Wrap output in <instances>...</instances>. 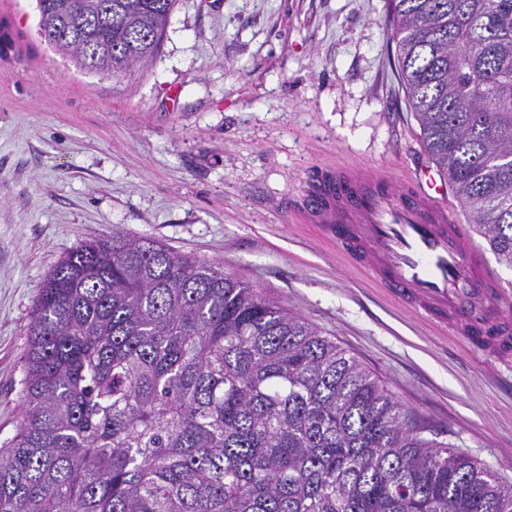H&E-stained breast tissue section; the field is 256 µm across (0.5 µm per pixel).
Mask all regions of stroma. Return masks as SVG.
<instances>
[{"instance_id":"obj_1","label":"stroma","mask_w":512,"mask_h":512,"mask_svg":"<svg viewBox=\"0 0 512 512\" xmlns=\"http://www.w3.org/2000/svg\"><path fill=\"white\" fill-rule=\"evenodd\" d=\"M0 22L14 39L0 55V446L46 275L118 234L250 283L512 484V357L403 305L290 218L318 166L433 163L387 0H177L157 52L117 76L48 45L36 0H0Z\"/></svg>"}]
</instances>
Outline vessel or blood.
Instances as JSON below:
<instances>
[{
    "mask_svg": "<svg viewBox=\"0 0 512 512\" xmlns=\"http://www.w3.org/2000/svg\"><path fill=\"white\" fill-rule=\"evenodd\" d=\"M431 169L400 179L349 163L315 169L293 210L404 303L495 355L512 352V302Z\"/></svg>",
    "mask_w": 512,
    "mask_h": 512,
    "instance_id": "b4317fda",
    "label": "vessel or blood"
}]
</instances>
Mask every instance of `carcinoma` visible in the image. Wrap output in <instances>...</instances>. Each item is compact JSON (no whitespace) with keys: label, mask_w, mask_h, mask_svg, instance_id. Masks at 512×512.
<instances>
[{"label":"carcinoma","mask_w":512,"mask_h":512,"mask_svg":"<svg viewBox=\"0 0 512 512\" xmlns=\"http://www.w3.org/2000/svg\"><path fill=\"white\" fill-rule=\"evenodd\" d=\"M175 0H37L87 73L153 55ZM424 142L512 265V0H389ZM420 425L252 285L103 236L46 278L0 512H512V484Z\"/></svg>","instance_id":"carcinoma-1"}]
</instances>
